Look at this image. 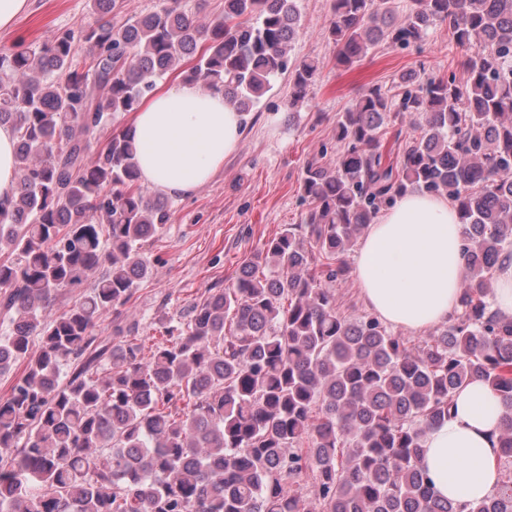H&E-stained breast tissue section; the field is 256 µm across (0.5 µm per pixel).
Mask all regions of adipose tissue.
Returning a JSON list of instances; mask_svg holds the SVG:
<instances>
[{
  "instance_id": "1",
  "label": "adipose tissue",
  "mask_w": 512,
  "mask_h": 512,
  "mask_svg": "<svg viewBox=\"0 0 512 512\" xmlns=\"http://www.w3.org/2000/svg\"><path fill=\"white\" fill-rule=\"evenodd\" d=\"M140 182L188 196L210 181L242 139L239 112L219 92L175 81L158 85L131 122ZM463 227L444 196L409 193L371 224L353 269L369 310L418 332L460 309L465 275ZM506 409L483 381L460 389L448 420L423 442L436 493L458 505L491 496L501 480L498 437Z\"/></svg>"
}]
</instances>
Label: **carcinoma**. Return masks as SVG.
<instances>
[{
    "mask_svg": "<svg viewBox=\"0 0 512 512\" xmlns=\"http://www.w3.org/2000/svg\"><path fill=\"white\" fill-rule=\"evenodd\" d=\"M409 2L399 16L393 0H331L336 64L446 23L463 80L406 73L336 114V159L304 167L302 223L186 318H160L147 356L138 324L107 340L95 327L149 275L142 249L168 200L139 184L129 132L112 129L92 161L85 136L177 73L246 113L287 72L296 107L319 71L290 56L297 0H224L206 23L179 0L119 22L121 0H90L95 23L0 51V125L17 138L16 197L0 203V314L13 322L0 375L25 362L0 398V512H512V476L465 510L421 465L426 432L475 379L509 410L512 463V319L490 303L512 254V0ZM406 116L419 134L393 163L382 138ZM408 191L455 204L466 260L460 312L416 339L336 300L357 240ZM74 288L82 300L56 312Z\"/></svg>",
    "mask_w": 512,
    "mask_h": 512,
    "instance_id": "carcinoma-1",
    "label": "carcinoma"
}]
</instances>
